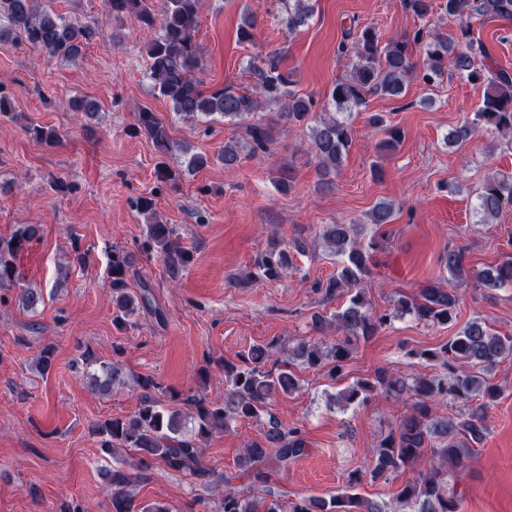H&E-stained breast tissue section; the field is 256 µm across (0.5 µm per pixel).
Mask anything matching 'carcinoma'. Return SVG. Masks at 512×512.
I'll return each instance as SVG.
<instances>
[{
  "mask_svg": "<svg viewBox=\"0 0 512 512\" xmlns=\"http://www.w3.org/2000/svg\"><path fill=\"white\" fill-rule=\"evenodd\" d=\"M38 0H0V40L18 37L48 56L75 59L84 45L103 35V24L95 20L67 19L54 12L39 10ZM108 15L115 19L135 18L152 33L146 44L147 77L158 93L170 100L175 114L182 119L208 117L227 122L246 120L257 112L277 108L278 119L290 124H308L316 111L323 117L311 127V152L316 159L321 184L329 185L343 164L352 143L350 117L362 112L368 97H400L410 79L426 86L444 81L448 69L459 77L484 85L477 110L446 136L447 143L461 146L480 132L512 138V72L490 64L492 56L479 39L473 37L475 19L512 20V0H402L403 6L422 22L413 32L400 38L382 40L375 27L348 28L339 51L352 58L351 74L334 84L318 101L313 95L295 89L294 73L282 67V55L274 49L259 61L247 64L253 89L245 93L232 84L203 89L197 73L204 70V59L195 42L202 0H166L162 14H155L151 0H105ZM287 3L284 25L293 34L308 25L316 0H283ZM458 20L455 35H443L427 26L437 7ZM256 20L242 14L237 28L238 41L253 43ZM419 49L422 64L413 58ZM369 123L381 129L385 138L380 149L391 151L402 142L399 127L386 123L374 113ZM134 133L148 138L166 155L174 147L170 128L148 108L137 114ZM247 139L224 143L221 160L224 168L240 164L242 155L265 154L272 142V126L257 120L247 126ZM476 212L481 222L512 210V177L498 174L486 179L476 197ZM395 207L388 201L377 203L368 213V223L376 226L393 223ZM37 226L27 224L7 240H0V286L16 281L18 256L38 236ZM363 228L357 224H327L322 237L331 250L343 258L336 275L314 283L328 298L346 296L342 308L329 316L316 315L313 329L327 336L336 328L341 339L327 344L323 340L299 341L288 358L271 360L278 342L252 346L240 365L224 366V397L213 400L192 393L183 399L187 410L161 406L153 396L160 387L144 378L137 411L126 417H112L96 423L93 432L100 448L110 454L117 448L133 451L139 467L161 462L171 470L192 476H204L200 462L201 441L222 432L229 425L260 420L268 414L271 401L300 387L296 368L330 365V375L339 376L353 352V341L368 340L409 314L426 325L446 326L455 322L460 296L456 289L438 280L426 283L413 296L400 297L392 308L377 311L364 288L371 272L373 256L383 249L382 240L372 237L366 243L358 239ZM174 228L154 218L148 222L142 249L170 253ZM288 254L272 239L254 260L253 267L263 277L275 280L288 271ZM448 272V282L473 279L485 288L512 286V258L480 271L466 267L464 252L450 249L440 258ZM129 257L115 248L109 255L107 275L115 296V321L121 325L145 306L146 295L134 297L125 282ZM419 356L441 367L439 375L403 377L378 368L373 375L360 378L340 394L345 405L363 403L381 394L393 398L406 409L398 423L385 435L370 459V474L379 478L386 473L409 468L417 476L396 493L392 512H462L463 496L457 485L448 483V475L459 476L469 466L474 447L488 433L487 411L501 395V387L492 381L489 370L506 358H512V336L500 335L487 323L474 318L440 348L423 351ZM85 364L97 365L101 375L93 377L102 390L120 381L122 369L116 362L100 360L94 353L83 355ZM470 403L455 417L442 416L437 407L445 400ZM477 404H471V401ZM307 441L297 426L286 428L274 419L259 441H253L241 459V468L249 474L251 486L224 489L223 512H386L385 506L361 496L356 488L363 480L360 472L349 474L341 492L329 498L311 496L288 507L277 499L254 500L252 487L268 482L271 473L288 467L302 456ZM112 489V512H170L163 503L138 506L126 491L130 476L120 469L104 472Z\"/></svg>",
  "mask_w": 512,
  "mask_h": 512,
  "instance_id": "obj_1",
  "label": "carcinoma"
}]
</instances>
